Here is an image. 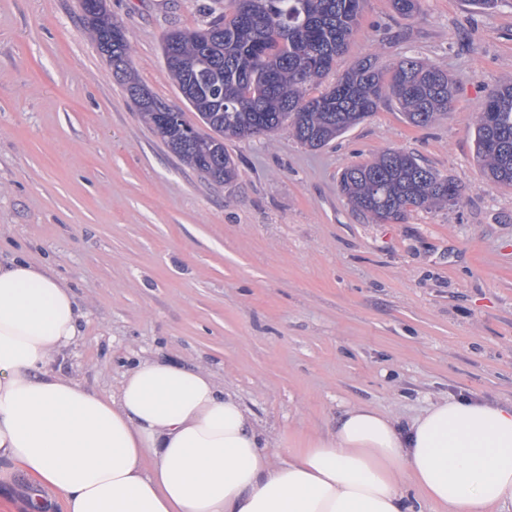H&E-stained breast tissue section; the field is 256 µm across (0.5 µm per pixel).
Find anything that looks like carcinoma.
<instances>
[{
	"instance_id": "1",
	"label": "carcinoma",
	"mask_w": 512,
	"mask_h": 512,
	"mask_svg": "<svg viewBox=\"0 0 512 512\" xmlns=\"http://www.w3.org/2000/svg\"><path fill=\"white\" fill-rule=\"evenodd\" d=\"M212 2L204 28L172 30L163 38L168 73L206 134L134 78L128 39L110 13L81 8L86 29L146 123L211 182L237 175L226 140L289 128L301 145L318 149L370 116L387 96L415 126L432 123L451 107L456 87L448 73L414 57L389 70L365 58L309 95L308 87L320 83L347 47L364 0H235L229 14L220 7L224 0ZM474 145L488 180L512 188V80L483 102ZM340 185L357 211L379 223H400L413 209L463 200L457 183L392 149L345 169Z\"/></svg>"
}]
</instances>
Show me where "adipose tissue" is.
Segmentation results:
<instances>
[{
	"label": "adipose tissue",
	"instance_id": "ef3b65f1",
	"mask_svg": "<svg viewBox=\"0 0 512 512\" xmlns=\"http://www.w3.org/2000/svg\"><path fill=\"white\" fill-rule=\"evenodd\" d=\"M79 308L46 270L0 263V462L66 512H441L512 507V403L445 399L408 426L355 405L282 450L212 376L145 359L112 394L51 369Z\"/></svg>",
	"mask_w": 512,
	"mask_h": 512
}]
</instances>
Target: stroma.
Returning <instances> with one entry per match:
<instances>
[{
  "instance_id": "stroma-1",
  "label": "stroma",
  "mask_w": 512,
  "mask_h": 512,
  "mask_svg": "<svg viewBox=\"0 0 512 512\" xmlns=\"http://www.w3.org/2000/svg\"><path fill=\"white\" fill-rule=\"evenodd\" d=\"M205 0H107L155 97L184 102L162 38L205 26ZM421 58L455 80L448 114L398 105L311 150L280 130L229 140L227 184L173 156L99 52L79 0H0V261L70 288L81 337L52 367L109 393L143 357L210 373L280 448L324 435L350 406L405 424L439 400L512 399V189L474 159L476 115L512 79V4L421 0L412 17L364 0L325 83L354 62ZM388 149L463 189L460 205L378 224L342 172ZM0 478V512H28L34 480Z\"/></svg>"
}]
</instances>
